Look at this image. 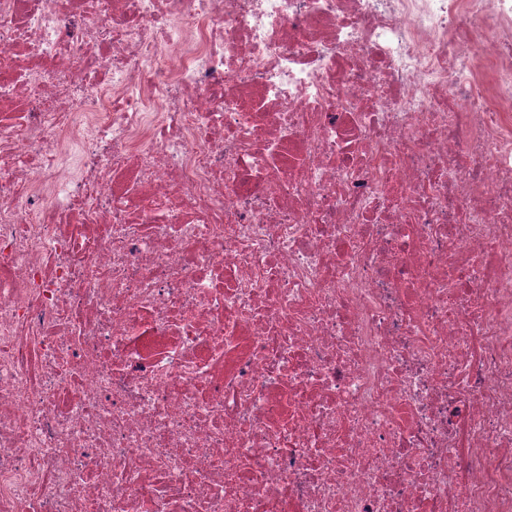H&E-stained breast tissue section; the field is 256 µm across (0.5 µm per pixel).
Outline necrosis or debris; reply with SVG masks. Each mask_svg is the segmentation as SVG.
Returning a JSON list of instances; mask_svg holds the SVG:
<instances>
[{"instance_id": "obj_1", "label": "necrosis or debris", "mask_w": 512, "mask_h": 512, "mask_svg": "<svg viewBox=\"0 0 512 512\" xmlns=\"http://www.w3.org/2000/svg\"><path fill=\"white\" fill-rule=\"evenodd\" d=\"M0 512H512V0H0Z\"/></svg>"}]
</instances>
